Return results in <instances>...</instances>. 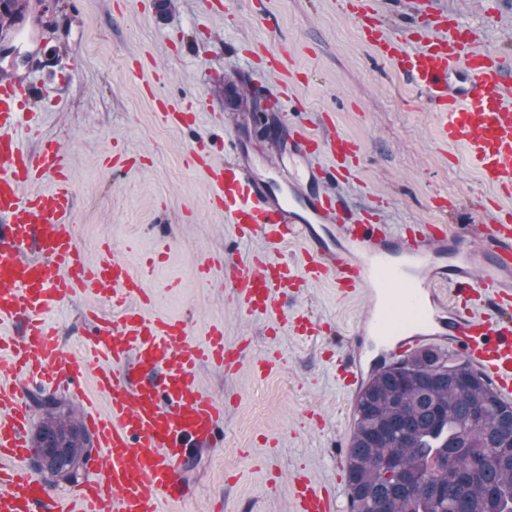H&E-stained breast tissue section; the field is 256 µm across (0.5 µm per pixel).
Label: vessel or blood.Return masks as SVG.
<instances>
[{"mask_svg": "<svg viewBox=\"0 0 512 512\" xmlns=\"http://www.w3.org/2000/svg\"><path fill=\"white\" fill-rule=\"evenodd\" d=\"M350 5L379 60L424 96L438 139L461 145L484 181L511 193L512 62L487 54L460 19L409 40L386 33L363 0ZM36 92L13 71H0V323L21 328L20 338H0V512H160L161 502L186 497L181 465L188 450L222 438L223 416L200 386L197 367L211 362L229 371L237 363L221 328H211L201 345L183 321L137 308L145 291L124 263L83 260L69 231L73 199L58 144L44 141L29 153L14 135ZM288 141L275 151L271 178L254 172L238 144L232 161L204 166L212 201L239 238L275 248L293 237L306 256L301 266L259 255L231 265L240 310L267 312L303 280L331 282L341 297L374 286L387 302L366 324L372 335L396 337L414 326V341L434 339L467 356L503 400H512V288L499 279L512 271V224L483 226L491 273L475 280L465 261L476 247L467 231L429 224L406 238L342 204L336 185L355 159L354 141L303 124ZM317 152L328 154L329 168L307 164ZM46 181L51 189H43ZM80 293L110 299L117 315L95 326L88 356L76 360L63 356L46 316ZM482 293L493 316L474 306ZM88 375L91 396L83 392ZM25 378L63 381L80 393L84 417L106 451V465L75 497L48 501L25 469L7 465L31 446ZM340 498L298 478L291 508L339 512Z\"/></svg>", "mask_w": 512, "mask_h": 512, "instance_id": "obj_1", "label": "vessel or blood"}]
</instances>
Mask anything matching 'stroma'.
Masks as SVG:
<instances>
[{
	"instance_id": "stroma-1",
	"label": "stroma",
	"mask_w": 512,
	"mask_h": 512,
	"mask_svg": "<svg viewBox=\"0 0 512 512\" xmlns=\"http://www.w3.org/2000/svg\"><path fill=\"white\" fill-rule=\"evenodd\" d=\"M368 5L392 33L422 31L434 10L459 17L484 49L512 61V0H430L411 20L397 0ZM23 30L7 39L0 68L39 86L30 123L40 137L21 129L17 138L32 152L40 139L58 143L78 250L91 262L110 253L134 274L152 261L145 314L184 321L200 343L221 326L240 353L233 372L198 368L201 387L224 408V444L194 450L186 499L160 512H288L295 477L330 487L346 479L341 450L358 392L344 387L342 367L368 299L302 281L274 310L241 314L224 268L266 245L240 240L225 223L192 153L221 163L238 139L262 175L288 123L336 130L358 146L340 186L348 204L394 229L487 224L512 213V195L485 184L461 146L438 140L419 91L377 59L343 0H172L165 12L158 0H30ZM273 56L284 72L271 73ZM282 81L284 121L267 106L269 84ZM160 99L190 108L193 123L164 124ZM112 156L127 167L113 169ZM210 261L206 281L197 269ZM91 308L112 316L110 300L85 295L49 315L65 356L82 357ZM298 312L313 336L287 326ZM268 358L277 361L272 372L256 373Z\"/></svg>"
}]
</instances>
